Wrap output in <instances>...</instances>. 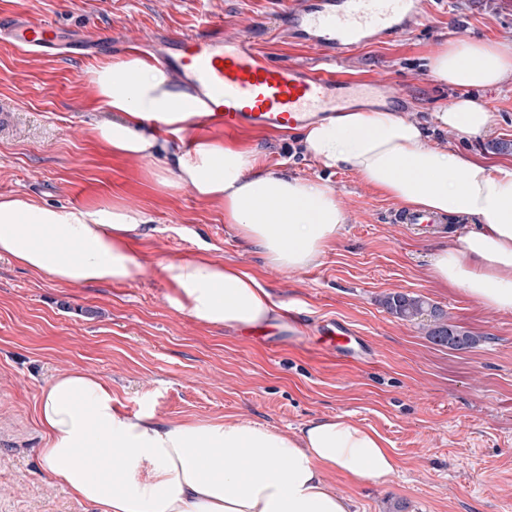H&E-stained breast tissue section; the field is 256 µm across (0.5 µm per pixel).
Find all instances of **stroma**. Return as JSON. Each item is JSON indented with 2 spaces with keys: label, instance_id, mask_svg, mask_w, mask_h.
<instances>
[{
  "label": "stroma",
  "instance_id": "35a3bbf8",
  "mask_svg": "<svg viewBox=\"0 0 512 512\" xmlns=\"http://www.w3.org/2000/svg\"><path fill=\"white\" fill-rule=\"evenodd\" d=\"M281 0H0V23L22 15L78 30L92 44L140 42L153 33L194 31L203 16L225 35L250 34L274 62L312 65L316 52L289 39ZM512 44V0H428L409 34L343 58L341 72L385 76L391 111L427 126L432 138L494 162H512V90L482 98L492 130L467 138L439 128L434 112L459 89L436 83L425 59L443 41ZM103 56L35 55L0 41V197L50 207L120 204L153 218L132 243L145 274L125 284H59L0 259V512H96L50 482L37 403L44 383L73 367L112 387L122 413L179 422L233 417L292 434L308 421L348 415L375 429L397 468L383 482L335 471L327 480L353 512H512V313L480 305L429 276L427 256L456 247L443 225L393 224L399 209L355 172L304 158L297 132L228 133L197 121L195 134L233 140L271 167L323 178L349 215L313 265L272 268L224 222L222 203L154 181L151 162L112 153L94 136L106 114L86 73ZM204 255L257 277L286 322L250 330L203 324L172 309L160 265ZM394 292L423 297L476 336L456 351L430 341L420 324L386 311ZM351 324L374 344L358 366L319 354L320 325Z\"/></svg>",
  "mask_w": 512,
  "mask_h": 512
}]
</instances>
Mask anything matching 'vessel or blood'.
<instances>
[{"label": "vessel or blood", "instance_id": "b4317fda", "mask_svg": "<svg viewBox=\"0 0 512 512\" xmlns=\"http://www.w3.org/2000/svg\"><path fill=\"white\" fill-rule=\"evenodd\" d=\"M425 0H289L288 34L324 59L353 52L414 28ZM0 39L28 52L51 54L61 30L48 22L17 18L0 24ZM159 64L189 84L206 104V121L228 131L279 133L294 130L308 116L342 111L354 94L379 87L371 79L356 82L336 70L273 62L251 37H228L217 23L197 32L159 41ZM394 224L430 226L438 215L398 211ZM354 329L331 322L321 327L319 345L351 361Z\"/></svg>", "mask_w": 512, "mask_h": 512}]
</instances>
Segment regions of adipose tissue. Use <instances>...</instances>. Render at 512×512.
I'll return each instance as SVG.
<instances>
[{"label":"adipose tissue","instance_id":"obj_1","mask_svg":"<svg viewBox=\"0 0 512 512\" xmlns=\"http://www.w3.org/2000/svg\"><path fill=\"white\" fill-rule=\"evenodd\" d=\"M426 68L438 84L465 91L437 111L438 123L482 135L492 115L477 94L512 82V44L448 41ZM88 81L112 114L96 124L97 138L115 153L155 161L162 187L222 202L225 223L259 246L270 266L316 263L346 224L329 182L193 135L200 99L147 59L101 63ZM161 128L167 139H159ZM299 146L317 165L349 169L404 208L458 219V246L428 257L432 279L512 312L511 164L448 149L422 123L371 107L309 121ZM151 223L147 211L123 205L51 208L5 198L0 258L74 287L127 283L145 271L130 242ZM162 272L170 306L203 324L241 329L284 316L267 288L237 267L192 256L167 261ZM38 413L46 444L37 455L48 478L97 512H350L327 471L378 483L396 468L383 437L344 414L309 421L288 437L233 418L129 416L111 386L79 368L43 386Z\"/></svg>","mask_w":512,"mask_h":512}]
</instances>
